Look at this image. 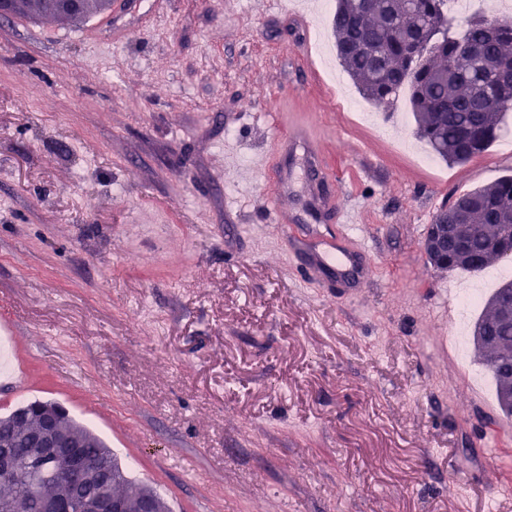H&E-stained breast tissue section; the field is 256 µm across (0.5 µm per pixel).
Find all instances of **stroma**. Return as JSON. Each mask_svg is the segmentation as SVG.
Returning a JSON list of instances; mask_svg holds the SVG:
<instances>
[{"mask_svg": "<svg viewBox=\"0 0 512 512\" xmlns=\"http://www.w3.org/2000/svg\"><path fill=\"white\" fill-rule=\"evenodd\" d=\"M149 0L84 27L0 22V376L59 403L172 512H485L473 442L503 421L472 343L512 256L439 271L421 241L452 197L512 175V114L451 166L406 97L364 99L333 0ZM309 50L297 51L300 39ZM314 124L368 279L299 282L266 222L275 145ZM464 475L463 491L452 486Z\"/></svg>", "mask_w": 512, "mask_h": 512, "instance_id": "1", "label": "stroma"}]
</instances>
